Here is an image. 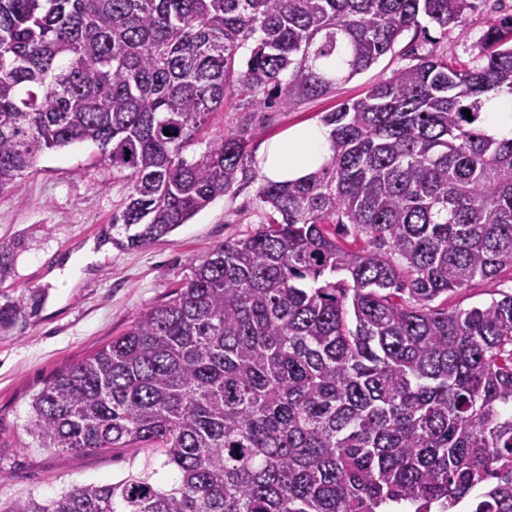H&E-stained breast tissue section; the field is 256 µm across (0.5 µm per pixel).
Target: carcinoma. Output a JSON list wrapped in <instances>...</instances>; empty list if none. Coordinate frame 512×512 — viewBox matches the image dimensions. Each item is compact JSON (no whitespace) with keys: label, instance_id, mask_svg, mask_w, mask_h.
<instances>
[{"label":"carcinoma","instance_id":"1","mask_svg":"<svg viewBox=\"0 0 512 512\" xmlns=\"http://www.w3.org/2000/svg\"><path fill=\"white\" fill-rule=\"evenodd\" d=\"M473 3L0 0V194L93 143L128 185L115 244L147 246L255 178L246 128L184 157L225 97L290 111ZM409 52L323 116L328 165L263 181L259 227L33 395L39 447L152 448L178 483L131 473L0 512H512V293L433 305L512 269V138L482 127L512 95V15L476 65Z\"/></svg>","mask_w":512,"mask_h":512}]
</instances>
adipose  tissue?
Wrapping results in <instances>:
<instances>
[{"label":"adipose tissue","mask_w":512,"mask_h":512,"mask_svg":"<svg viewBox=\"0 0 512 512\" xmlns=\"http://www.w3.org/2000/svg\"><path fill=\"white\" fill-rule=\"evenodd\" d=\"M332 131L316 122H305L264 139L255 160L264 179L288 184L309 177L331 161Z\"/></svg>","instance_id":"obj_1"}]
</instances>
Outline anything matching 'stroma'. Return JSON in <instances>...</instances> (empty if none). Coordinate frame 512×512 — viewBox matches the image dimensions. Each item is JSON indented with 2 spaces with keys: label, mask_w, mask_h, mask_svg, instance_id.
<instances>
[{
  "label": "stroma",
  "mask_w": 512,
  "mask_h": 512,
  "mask_svg": "<svg viewBox=\"0 0 512 512\" xmlns=\"http://www.w3.org/2000/svg\"><path fill=\"white\" fill-rule=\"evenodd\" d=\"M512 13V0H479L464 25L450 32L430 26L437 53L457 65L471 64L480 49L488 18ZM401 36L393 50L371 68L288 112H242L238 96L214 113L203 142L251 128L250 146L297 124L321 120L346 100L408 65ZM257 182L210 203L186 224L145 247L129 250L114 243L112 217L128 194L113 178L92 143L43 153L18 192L0 195V243L13 256L0 276V305L21 311L0 326V503L34 496L51 499L75 485L108 483L128 473L153 472L168 485L176 475L163 456L149 448L67 453L38 447L28 430L30 402L55 374L109 344L148 307L162 302L192 274L214 247L256 229ZM512 291V271L492 280L475 279L437 303L449 310L483 305Z\"/></svg>",
  "instance_id": "obj_1"
}]
</instances>
